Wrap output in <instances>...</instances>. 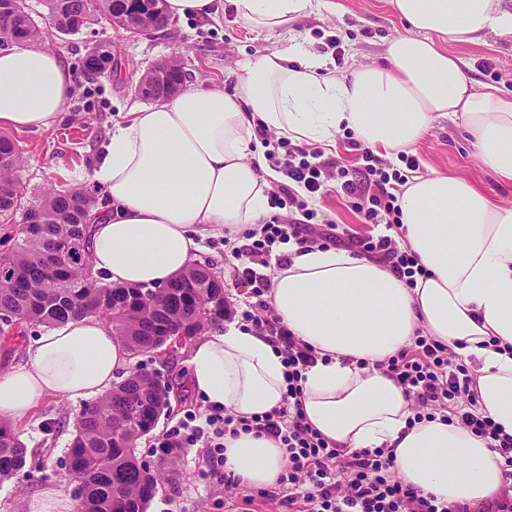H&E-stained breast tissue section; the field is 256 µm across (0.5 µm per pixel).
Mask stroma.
<instances>
[{"label":"stroma","mask_w":512,"mask_h":512,"mask_svg":"<svg viewBox=\"0 0 512 512\" xmlns=\"http://www.w3.org/2000/svg\"><path fill=\"white\" fill-rule=\"evenodd\" d=\"M315 8L286 32L255 30L236 20L232 12L214 19L188 18L171 22L166 31L130 36L96 16L78 34L47 35L44 45L71 65L76 90L65 111L48 129L16 133L24 156L20 172L22 205H30L51 186H71L75 171L92 172L115 126L127 122L143 101L135 93L141 74L155 62L181 57L188 84L203 83L232 90L234 72L242 60L273 50L302 44L336 59L338 68L381 62L388 39L410 33L411 28L390 5V0H313ZM112 46L122 66L96 79H86L81 59L88 46ZM468 64L466 73L475 89L497 86L512 94V36L488 35L485 43L452 45ZM413 154L423 174L441 172L465 178L497 201L512 204V186L501 183L475 154L462 120H435ZM327 192L309 203L316 223L334 221L353 236L365 238L383 233L380 224L369 223L336 192L328 180ZM195 263L209 266L224 279L225 322H241L250 297L235 286L234 259L220 235H207ZM189 348L175 354H146L139 361L161 372L170 384V408L164 411L152 435L142 439L138 456L151 468L160 460L153 452L158 436L183 418L186 410L202 401L187 385ZM81 402L61 397L40 401L28 417L14 427L27 448V462L19 475L0 484V512H25L28 501L46 489L72 494L74 484L65 465L66 452L75 430ZM204 444L184 449L173 469L167 470L147 512H224V472L207 464Z\"/></svg>","instance_id":"obj_1"}]
</instances>
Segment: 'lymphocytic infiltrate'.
<instances>
[{"instance_id": "obj_1", "label": "lymphocytic infiltrate", "mask_w": 512, "mask_h": 512, "mask_svg": "<svg viewBox=\"0 0 512 512\" xmlns=\"http://www.w3.org/2000/svg\"><path fill=\"white\" fill-rule=\"evenodd\" d=\"M300 155L299 164L290 166L289 182L271 194L269 205L275 213L266 224L246 230V245L232 247L238 265L235 275L250 288L253 297L263 296L271 288L266 269L270 265L283 268L288 264L284 254H274L275 244L297 241L301 246L346 244L361 248L388 263L408 285H415L422 274L417 258L401 248L392 238L393 229L401 225V209L396 187L406 184L407 170L415 169L412 157H405V170L388 171L370 150H363L360 167H333L329 161L313 162L305 157L301 146H290ZM336 169L341 192L353 199L373 224L387 227L386 234L361 241L341 232L334 223H283L280 209L296 205L306 209L309 198L321 193L329 169ZM257 331L268 334L283 356L288 382L286 405L253 417L234 416L220 408L188 411L175 426L162 434L158 448L170 445L194 447L206 441L210 448L209 463L213 468L224 465V437L239 432L267 434L278 439L286 453V463L279 482L286 493L290 512H512V498L500 496L473 507L448 503L406 485L393 469L385 449L362 448L347 452L336 448L306 420L301 397L304 372L315 364L314 351L299 343L278 318L251 313ZM388 368L397 383L415 402V420H424L425 410L451 412L455 420L471 432L496 440L506 465L512 466V437L500 435L492 421L478 413L470 375L463 355L443 343L426 336L416 337L413 345L399 351L389 360Z\"/></svg>"}]
</instances>
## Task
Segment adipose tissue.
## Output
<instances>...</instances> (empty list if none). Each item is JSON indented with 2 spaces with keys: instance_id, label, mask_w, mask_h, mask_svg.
Listing matches in <instances>:
<instances>
[{
  "instance_id": "obj_1",
  "label": "adipose tissue",
  "mask_w": 512,
  "mask_h": 512,
  "mask_svg": "<svg viewBox=\"0 0 512 512\" xmlns=\"http://www.w3.org/2000/svg\"><path fill=\"white\" fill-rule=\"evenodd\" d=\"M411 26L388 39L384 61L350 70L303 45L248 58L233 91L189 87L117 126L90 179L109 201L88 228L94 273L156 287L193 260L206 233L254 224L278 180L256 150L255 127L332 146L349 130L396 156L441 116L463 120L481 163L512 185V95L475 90L452 43L512 36L506 0H390ZM170 19L223 8L250 28L288 30L312 0H166ZM75 91L72 73L43 43L0 52V128L52 127ZM400 233L424 269L408 287L376 258L289 246L271 294L275 314L318 354L305 372L307 422L337 447L389 449L401 480L448 503H477L503 470L490 439L456 421L411 423L412 402L386 371L389 357L428 336L476 366V407L512 436V207L468 180L409 177ZM132 355L111 325L83 316L52 327L26 363L0 372V417L18 421L44 398L90 400L108 391ZM189 385L209 406L253 417L283 406L285 366L267 336L230 323L192 346ZM285 450L267 435L224 438V469L243 484L275 485Z\"/></svg>"
}]
</instances>
